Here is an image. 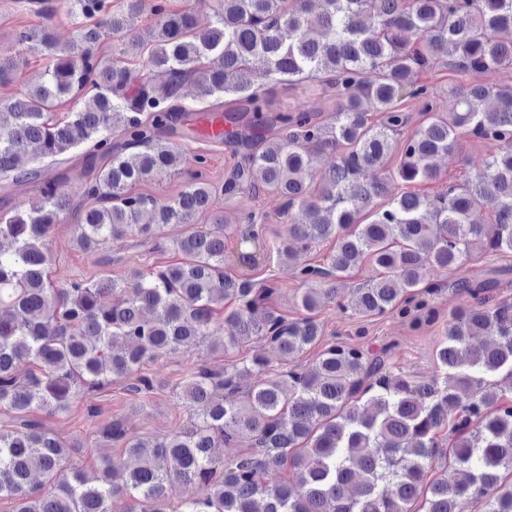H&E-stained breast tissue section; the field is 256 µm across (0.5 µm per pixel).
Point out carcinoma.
<instances>
[{
	"instance_id": "cac0c4a2",
	"label": "carcinoma",
	"mask_w": 512,
	"mask_h": 512,
	"mask_svg": "<svg viewBox=\"0 0 512 512\" xmlns=\"http://www.w3.org/2000/svg\"><path fill=\"white\" fill-rule=\"evenodd\" d=\"M320 9L313 26L307 15ZM145 0H71L83 19L68 45L56 48L51 28H21L17 41L54 51L38 80L0 101V189L39 182L43 205L0 217V497L14 512H111L126 495L139 512H512V400L491 377L512 379V299L493 301L487 286L457 282L464 305L448 316L446 340L429 379L395 374L384 354L325 345L313 365L270 374L259 357L224 370L202 367L182 385L193 419L161 439L127 434L119 420L103 434L138 460L119 485L112 460L95 481L67 468L83 449L31 418L69 411L85 389L127 379L145 397L161 383L139 374L148 360L203 339L224 310V352L265 341L288 357L317 345L316 312L327 303L360 318L396 312L415 326L438 317L428 270H460L474 249L512 252V86L472 83L448 90V111L436 109L433 87L414 72L452 56L448 67L486 74L512 65V0H213V24L196 26L192 9L150 5L156 17L134 32ZM122 40L118 55L95 52L106 34ZM139 69L129 67V58ZM269 82L318 81L336 90L325 121L304 109L270 108ZM19 79V65L0 60V85ZM190 80L202 107L186 106ZM75 103L56 116L63 99ZM422 103L424 122L406 138L402 102ZM224 124L218 137L241 154L224 185L196 175L169 200L132 192L148 177L176 169L188 113ZM493 141L498 151L483 171L448 183L432 196L389 194L395 183L439 180L436 160L462 138ZM318 151L338 154L322 178L311 168ZM380 176L364 181L365 172ZM83 179L85 206L76 244L97 250L125 237L145 242L173 224L181 261L161 270L134 267L98 281L49 279L48 238L69 209L63 184ZM275 193L284 213L297 209L275 251L332 239L326 266H305L301 316L266 305L271 281L224 273V217L199 218L217 191ZM148 211L152 223H140ZM495 225L487 237L484 218ZM363 263L374 275L348 298L336 277ZM108 295L111 301L102 302ZM234 303L225 310L227 302ZM496 329L498 339H470ZM449 430L448 446L438 439ZM238 448L231 463L217 448ZM445 463L458 479L426 480ZM178 485L192 488L179 510Z\"/></svg>"
}]
</instances>
